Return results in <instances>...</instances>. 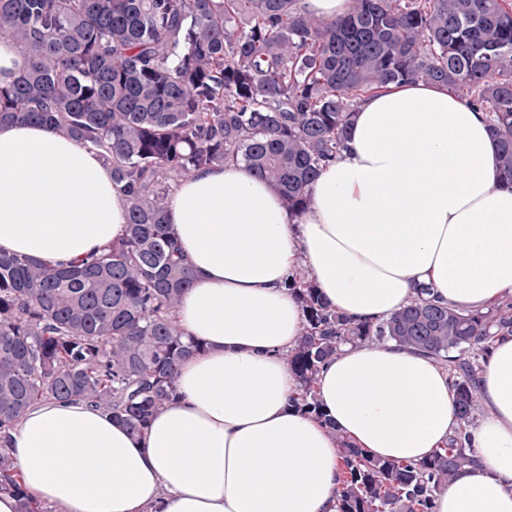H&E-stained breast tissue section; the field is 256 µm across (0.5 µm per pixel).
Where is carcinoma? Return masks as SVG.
I'll use <instances>...</instances> for the list:
<instances>
[{
	"label": "carcinoma",
	"mask_w": 512,
	"mask_h": 512,
	"mask_svg": "<svg viewBox=\"0 0 512 512\" xmlns=\"http://www.w3.org/2000/svg\"><path fill=\"white\" fill-rule=\"evenodd\" d=\"M297 0H0V124L36 120L96 150L127 201L125 234L81 264L0 253V431L36 402L82 400L134 435L176 398L177 364L203 348L174 323L191 269L170 235L171 192L196 171L245 162L290 213L344 147L364 94L448 86L489 113L499 176L512 182V4L352 0L326 20ZM285 286L303 323L287 360L294 406L319 416L321 369L344 348L393 341L441 362L459 427L429 458L369 456L344 436L337 512H434L477 466L476 380L512 301L470 311L422 296L383 322L336 311L303 273ZM0 491L41 512L0 451Z\"/></svg>",
	"instance_id": "carcinoma-1"
}]
</instances>
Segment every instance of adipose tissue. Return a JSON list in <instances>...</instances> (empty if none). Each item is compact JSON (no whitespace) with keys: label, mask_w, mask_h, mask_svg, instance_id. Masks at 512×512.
Returning <instances> with one entry per match:
<instances>
[{"label":"adipose tissue","mask_w":512,"mask_h":512,"mask_svg":"<svg viewBox=\"0 0 512 512\" xmlns=\"http://www.w3.org/2000/svg\"><path fill=\"white\" fill-rule=\"evenodd\" d=\"M485 112L424 81L364 96L347 147L290 214L241 161L172 192L169 230L192 269L176 325L203 343L177 367V397L146 431L81 400L30 406L7 434L27 494L66 512H336L342 433L376 458L421 461L458 426L448 373L393 343L347 349L318 379L324 426L295 410L284 358L302 311L286 278L379 322L430 286L480 310L512 294V184ZM100 156L34 122L0 126V251L57 267L126 229ZM471 430L478 469L434 512H512V335L484 359Z\"/></svg>","instance_id":"obj_1"}]
</instances>
